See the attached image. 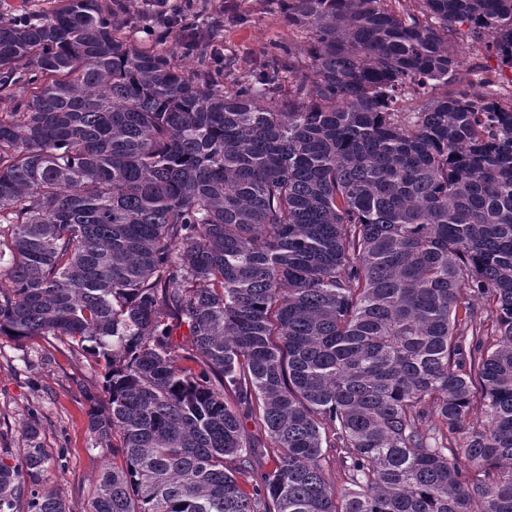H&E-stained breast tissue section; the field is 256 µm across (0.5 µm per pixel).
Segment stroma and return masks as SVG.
<instances>
[{"label": "stroma", "instance_id": "stroma-1", "mask_svg": "<svg viewBox=\"0 0 512 512\" xmlns=\"http://www.w3.org/2000/svg\"><path fill=\"white\" fill-rule=\"evenodd\" d=\"M201 26H214L215 43L225 59L241 65L264 60L267 52L287 41L306 45L311 35L288 28L279 0H194ZM463 73L473 92L495 88L512 96V69L496 56L455 34ZM97 368L51 336L21 340L0 337V448L21 447V427L36 421L45 447L65 451L67 481L63 496L71 512H85L90 487L107 460L92 450L84 390H96Z\"/></svg>", "mask_w": 512, "mask_h": 512}]
</instances>
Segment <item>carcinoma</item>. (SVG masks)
Here are the masks:
<instances>
[{"label":"carcinoma","mask_w":512,"mask_h":512,"mask_svg":"<svg viewBox=\"0 0 512 512\" xmlns=\"http://www.w3.org/2000/svg\"><path fill=\"white\" fill-rule=\"evenodd\" d=\"M280 2L313 42L259 74L135 47L116 0L0 20V335L104 370L88 512H512V102L448 38L512 68V0ZM22 439L0 512H70ZM449 38L459 51L464 76L471 81L473 92L482 94L488 90H496L510 101L512 69L502 66L496 56L476 48L470 39L463 38L460 34L450 35ZM488 79L493 81L494 87H487L485 81ZM430 84L431 85H427L424 91H420L419 95H402V98L396 105L399 112H403L404 115H409V112H415L422 103L427 102L430 99L441 98L446 93L449 95L454 88V86L447 87L441 83L431 82Z\"/></svg>","instance_id":"obj_1"}]
</instances>
